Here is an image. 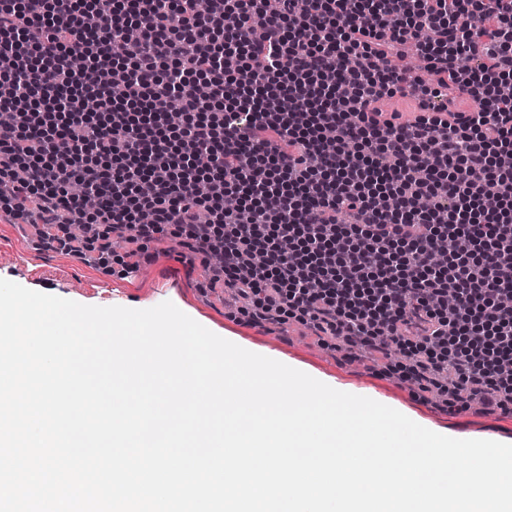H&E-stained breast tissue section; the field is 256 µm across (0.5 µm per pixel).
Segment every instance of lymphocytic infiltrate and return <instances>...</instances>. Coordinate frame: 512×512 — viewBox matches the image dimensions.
<instances>
[{
    "instance_id": "f902f5d3",
    "label": "lymphocytic infiltrate",
    "mask_w": 512,
    "mask_h": 512,
    "mask_svg": "<svg viewBox=\"0 0 512 512\" xmlns=\"http://www.w3.org/2000/svg\"><path fill=\"white\" fill-rule=\"evenodd\" d=\"M299 2L0 0V211L124 276L117 232L176 240L239 323L395 348L414 398L512 417V0Z\"/></svg>"
}]
</instances>
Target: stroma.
<instances>
[{"label": "stroma", "mask_w": 512, "mask_h": 512, "mask_svg": "<svg viewBox=\"0 0 512 512\" xmlns=\"http://www.w3.org/2000/svg\"><path fill=\"white\" fill-rule=\"evenodd\" d=\"M43 224H16L0 218V278L27 289L83 305L123 306L148 309L169 301L214 334L261 355L273 354L290 367L317 379H328L345 392L374 395L412 420L475 437L498 435L512 439V418L485 412L474 405L460 413L443 411L437 399H412L396 380L381 378L377 369L382 353L365 349L354 359L335 350L334 337L316 335L291 321L243 326L230 321L229 311L242 307L240 297L216 282L212 267L182 262L179 246L170 239L155 243L156 259L140 260L133 242L120 251L137 271L128 277L106 273L95 256L49 249Z\"/></svg>", "instance_id": "1"}]
</instances>
